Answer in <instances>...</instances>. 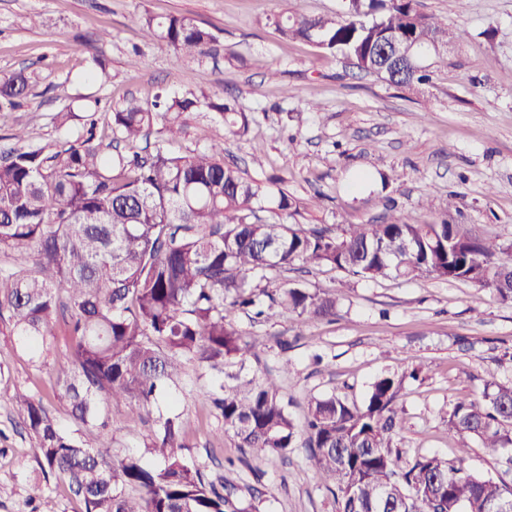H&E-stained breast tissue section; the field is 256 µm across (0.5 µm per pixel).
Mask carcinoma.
I'll use <instances>...</instances> for the list:
<instances>
[{
  "label": "carcinoma",
  "mask_w": 512,
  "mask_h": 512,
  "mask_svg": "<svg viewBox=\"0 0 512 512\" xmlns=\"http://www.w3.org/2000/svg\"><path fill=\"white\" fill-rule=\"evenodd\" d=\"M141 22L181 55L205 58L216 42L184 16ZM273 23L285 38L353 57L359 70L409 89L430 74L418 59L392 72L382 66L372 48L382 34L422 47L462 38L447 21L421 13L416 0H346L339 17L295 8ZM30 85L24 69L1 73L0 99L23 100ZM191 112L212 114L232 135L249 130L235 103L187 91L126 99L102 124L87 112L81 135L55 147L24 145L23 128L10 135L16 146L0 147V256L11 261L0 267V310L37 368L47 363L58 324L68 336L67 363L50 388L66 402L70 427L42 401L15 395L41 467L68 479L85 512H259L255 493L247 499L224 478H209L187 455L191 419L171 389L194 362L209 376L199 398L221 434L260 461L303 449L337 512H489L494 502L512 512V487L466 467L473 442L493 456L512 449V383L488 379L481 398L454 405L444 428L457 441L455 457L404 461L391 436L405 376L378 377L360 403L334 393L313 397L300 428L279 376L253 371L263 364L261 349L224 315L230 307L253 322L334 316L332 296L253 285L298 263L370 281L464 279L512 301V244L445 222L291 224L296 202L224 163L223 144L184 153L165 147L185 134L183 115ZM153 135L161 145L140 155L139 143ZM269 204L277 217L259 216ZM114 401L127 403V424L158 412L145 454L88 443L90 429L114 426Z\"/></svg>",
  "instance_id": "cac0c4a2"
}]
</instances>
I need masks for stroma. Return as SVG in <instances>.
<instances>
[{
  "mask_svg": "<svg viewBox=\"0 0 512 512\" xmlns=\"http://www.w3.org/2000/svg\"><path fill=\"white\" fill-rule=\"evenodd\" d=\"M293 0H0V73L20 68L32 78L21 106L0 105V145L25 129L34 146L75 139L87 104L100 111L134 95L153 101L186 90L235 99L251 116L244 136L225 134L210 114L186 118L182 148L224 144V160L245 177L298 200L304 228L448 221L473 235L512 242V0H418L421 12L464 30L447 51L428 53L430 84L411 91L359 71L341 56L303 40L283 38L270 19ZM182 15L213 30L211 57L191 59L148 37L143 15ZM106 42H97L99 32ZM103 53L107 80L90 78ZM71 113L60 123L59 113ZM323 291L336 298L333 317L306 324L251 322L227 310L229 322L255 339L269 369L289 363L281 385L302 421L311 397L331 392L362 400L386 372L406 374L401 428L393 438L406 457L451 455L456 443L442 420L464 398L481 396L485 373L512 383V302L462 280L433 277L367 281L329 267L291 271L266 280ZM57 339L44 368L15 346L8 316H0V512H82L59 476H44L21 427L13 399L22 389L69 425L48 384L66 360ZM208 382L188 364L180 405L194 420L189 453L223 460L226 480L261 491V512H336L302 450L287 459L256 461L197 393ZM42 481L39 501L27 489Z\"/></svg>",
  "mask_w": 512,
  "mask_h": 512,
  "instance_id": "obj_1",
  "label": "stroma"
}]
</instances>
